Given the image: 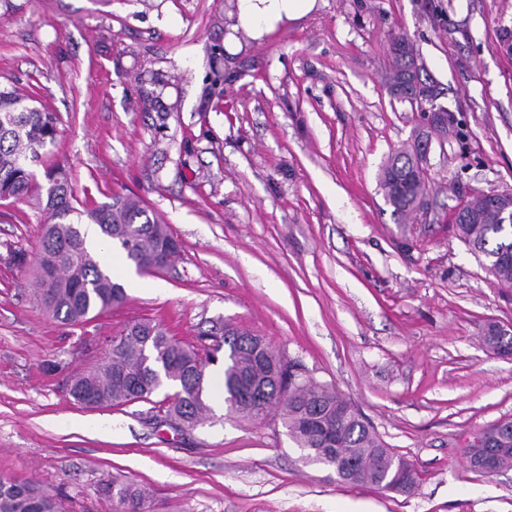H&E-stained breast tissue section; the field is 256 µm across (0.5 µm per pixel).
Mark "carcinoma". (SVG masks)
<instances>
[{
	"label": "carcinoma",
	"instance_id": "cac0c4a2",
	"mask_svg": "<svg viewBox=\"0 0 512 512\" xmlns=\"http://www.w3.org/2000/svg\"><path fill=\"white\" fill-rule=\"evenodd\" d=\"M414 51L406 37L392 39L390 93L420 107L427 104L432 112L447 111L435 104L438 90L428 97L417 95L424 78L411 72L407 55ZM58 132L57 115L37 106L34 96L0 88V199L35 198L44 204L47 222L36 257V303L62 323L78 325L121 305L127 297L124 286L104 269L101 257L86 246L82 225H97L101 235L146 274L167 269L178 244L168 225L149 216L136 199L118 197L93 208L76 207L68 174L58 164L44 167L46 184L39 183L32 167L43 163ZM418 151L417 142L396 151L381 173L380 187L400 216L411 213L429 188ZM456 231L473 253L484 257L486 270L496 281L512 285V225L498 223L469 199L461 204ZM484 342L494 352L512 349V335H500L496 324L488 326ZM224 345L229 353L222 385L229 415L255 420L276 411L305 463L333 468L344 484L349 483L351 469L383 491L411 490L403 480L414 467L373 434L336 388L308 379L298 364L284 360L262 337L246 330L233 328L227 333L215 326L196 340L185 341L152 319L137 320L113 337L100 363L73 377L71 394L81 405L121 406L149 402L157 390L172 386L175 392L167 400L166 420L194 428L208 409L203 398L206 366L216 362ZM478 440L502 449L501 465L512 467V420L481 429L467 443L464 456ZM100 492L112 501L113 512H150V494L136 483L107 479ZM0 512L59 510L56 496L43 487L1 478Z\"/></svg>",
	"mask_w": 512,
	"mask_h": 512
}]
</instances>
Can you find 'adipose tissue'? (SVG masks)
Instances as JSON below:
<instances>
[{"label": "adipose tissue", "mask_w": 512, "mask_h": 512, "mask_svg": "<svg viewBox=\"0 0 512 512\" xmlns=\"http://www.w3.org/2000/svg\"><path fill=\"white\" fill-rule=\"evenodd\" d=\"M316 6L317 0H236L235 14L239 26L260 39L281 24L309 15Z\"/></svg>", "instance_id": "adipose-tissue-1"}]
</instances>
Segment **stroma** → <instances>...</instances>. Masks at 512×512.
I'll return each instance as SVG.
<instances>
[{
  "label": "stroma",
  "mask_w": 512,
  "mask_h": 512,
  "mask_svg": "<svg viewBox=\"0 0 512 512\" xmlns=\"http://www.w3.org/2000/svg\"><path fill=\"white\" fill-rule=\"evenodd\" d=\"M230 0H0V86L60 118L53 159L79 205L136 197L181 250L153 275L114 271L126 302L69 326L32 288L44 213L0 201V477L112 512L117 477L152 512H512V467L485 476L464 448L512 420V325L452 212L512 192V0H318L262 39ZM415 45L453 113L423 166L422 208L398 219L379 185L423 124L387 84L389 37ZM25 265H18L19 255ZM188 338L222 322L263 337L336 389L418 473L407 493L305 464L278 414L206 412L195 428L151 404L89 408L70 380L126 323ZM501 332L507 334L505 336H500V332L498 329L497 324H491L488 326L487 332L484 336V342L485 344L492 350V351H502L506 349H512V327L510 326H500ZM511 335V336H510ZM499 354H503L504 356H511V354L508 352H501Z\"/></svg>",
  "instance_id": "stroma-1"
}]
</instances>
